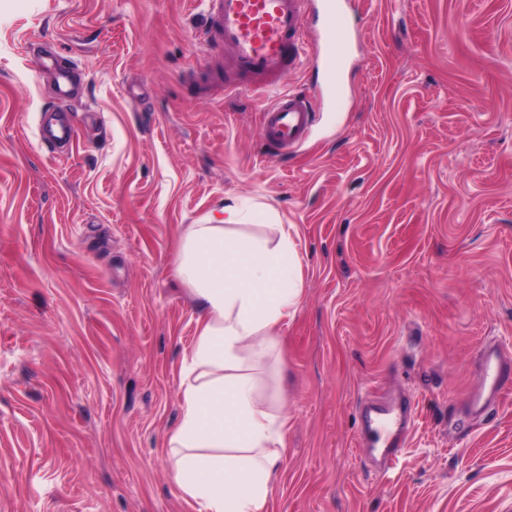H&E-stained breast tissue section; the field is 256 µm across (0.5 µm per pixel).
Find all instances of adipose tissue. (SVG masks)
<instances>
[{
    "label": "adipose tissue",
    "mask_w": 512,
    "mask_h": 512,
    "mask_svg": "<svg viewBox=\"0 0 512 512\" xmlns=\"http://www.w3.org/2000/svg\"><path fill=\"white\" fill-rule=\"evenodd\" d=\"M244 219L227 205L186 225L174 267L200 315L164 446L173 482L200 512H265L288 458L282 396L264 394L263 372L279 357L280 321L301 301L295 227L241 237Z\"/></svg>",
    "instance_id": "1"
}]
</instances>
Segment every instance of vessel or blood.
<instances>
[{
	"label": "vessel or blood",
	"mask_w": 512,
	"mask_h": 512,
	"mask_svg": "<svg viewBox=\"0 0 512 512\" xmlns=\"http://www.w3.org/2000/svg\"><path fill=\"white\" fill-rule=\"evenodd\" d=\"M307 0H206L207 23L203 31L206 45L220 44L230 68L246 80L247 86H262L268 99L261 109V134L269 145L280 148L303 140L313 121L308 97L284 88L280 79L303 60L307 41ZM327 26L318 60L327 87H335L336 73L345 57L344 32L337 20L344 0H323ZM75 129L65 115L42 128L41 138L50 145L72 141ZM483 382L469 399L471 408L488 407L512 386V353L491 344L481 354ZM388 434L385 457L396 456L403 437L396 429L391 410H384L376 423Z\"/></svg>",
	"instance_id": "vessel-or-blood-1"
}]
</instances>
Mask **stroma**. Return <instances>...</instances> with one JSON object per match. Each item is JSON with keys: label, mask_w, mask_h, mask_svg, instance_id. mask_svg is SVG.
<instances>
[{"label": "stroma", "mask_w": 512, "mask_h": 512, "mask_svg": "<svg viewBox=\"0 0 512 512\" xmlns=\"http://www.w3.org/2000/svg\"><path fill=\"white\" fill-rule=\"evenodd\" d=\"M270 147L227 91L203 0H0V512H198L163 448L196 301L182 228L224 204L295 225L280 324L288 461L267 512H512V393L484 413L478 351H512V0H346L338 92ZM77 87L67 151L40 51ZM406 418L398 464L363 406ZM58 116L55 122L41 129V138L47 144L55 146L58 142H71L75 137V129L70 120L65 117L68 112L63 109L55 111Z\"/></svg>", "instance_id": "obj_1"}]
</instances>
